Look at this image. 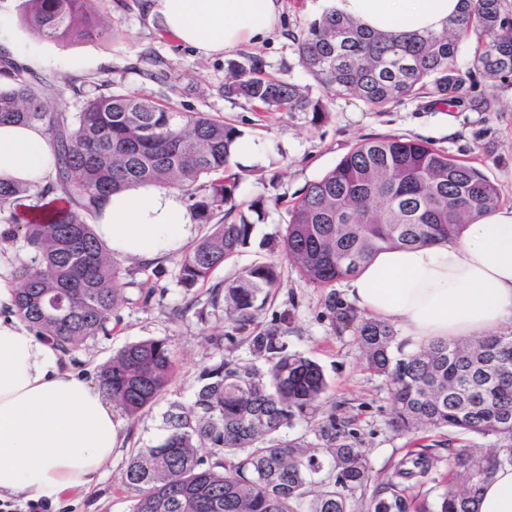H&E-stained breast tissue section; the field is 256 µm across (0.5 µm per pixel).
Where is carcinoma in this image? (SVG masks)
Wrapping results in <instances>:
<instances>
[{"label":"carcinoma","mask_w":512,"mask_h":512,"mask_svg":"<svg viewBox=\"0 0 512 512\" xmlns=\"http://www.w3.org/2000/svg\"><path fill=\"white\" fill-rule=\"evenodd\" d=\"M92 2L22 0V12L41 37L66 43L105 34ZM471 39L473 59L463 65L461 45ZM293 43L299 65L325 93L376 111L420 97L459 104L476 72L493 83L512 78L508 0H464L463 12L442 30L402 34L369 32L328 7ZM224 95L269 114L309 112L314 123L326 112L323 97L265 75L258 61L230 70ZM5 121L42 123L53 140L56 181L37 197L59 191L62 201L29 213V188L0 182L9 225L0 239L20 238L27 248L12 271L20 283L13 315L66 356L112 333V316L128 302L125 288H137V301L148 304L156 293L152 277L162 273L149 263L124 266L97 237L93 224L109 195L151 184L192 201L208 229L177 262V281L188 291L207 284L250 242L254 224L237 201L244 173L231 166L241 131L222 116L135 93L93 96L71 114L58 108L52 85L17 73L0 85ZM499 205V190L482 171L427 142L364 138L288 208L279 256L209 287L197 316L204 323L209 312L222 311L243 331L277 288L282 259L306 284L332 287L387 246L448 239ZM330 296L368 368L390 387L396 432L450 428L499 441L490 452L461 447L445 460L426 452L401 459L375 487L374 512H405L401 485L421 482L443 462L448 485L420 512H479L482 485L512 465V331L407 351L391 324L338 307ZM249 342L262 365L223 358L204 367L192 401L168 403L162 433L132 451L124 472L125 486L136 492L131 512H299L304 502L305 512H348L346 492L371 483L365 450L348 441L335 416L321 419L328 384L320 365L288 350L280 324ZM175 367L166 340L146 338L100 365L97 381L115 407L137 417L164 399ZM300 421L316 425L320 447L282 433ZM324 470L329 480L311 499Z\"/></svg>","instance_id":"carcinoma-1"}]
</instances>
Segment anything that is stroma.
<instances>
[{"label":"stroma","mask_w":512,"mask_h":512,"mask_svg":"<svg viewBox=\"0 0 512 512\" xmlns=\"http://www.w3.org/2000/svg\"><path fill=\"white\" fill-rule=\"evenodd\" d=\"M22 0H0V18L10 23L8 42L0 51L9 57L35 54L42 58L38 76L56 89V100L67 112H79L84 101L99 93H136L159 102L175 103L185 112L224 116L242 131L243 142L253 144L251 157L234 154V164L247 174L237 194L244 204L279 196L278 206L267 205L248 247L218 268L213 281L234 279L244 268L269 260L280 252V237L288 222L287 207L308 185L333 168L360 139L396 134L430 143L433 147L479 168L501 193L502 204L512 208V80L496 90L494 112H476L469 105L431 106L427 100H405L377 112L362 102L325 96L327 111L319 122L306 112L261 117L248 102L224 95L228 66H249L260 58L267 73L307 84L297 63L292 37L300 33L327 6V0H281L279 26L262 40L221 55L204 57L167 35L147 10V0H96L108 34L100 39H78L62 45L39 37L22 21ZM178 253L162 257L163 273L150 304L137 303V289H129V305L122 307L111 335L88 340L76 352L75 368L95 379L100 364L128 343L143 338L167 340L177 358L166 402H189L199 372L226 358L254 364L245 334L234 332L221 316L198 321L189 305L205 299L206 289L185 290L176 278ZM273 298L258 314L255 325L265 328L280 316L288 318V346L321 365L328 391L326 413L343 420L353 442L366 451L373 475L386 480L395 464L413 448H431L447 455L449 447L469 446L482 451L496 447L492 437L456 434L453 430L424 429L401 435L390 426L392 397L389 386L370 371L351 329L335 320L326 303L329 296L346 301L344 282L333 289L314 288L300 279L289 263H282ZM182 318H174L176 310ZM225 334L223 348L211 344L210 335ZM164 404L137 418L122 417L121 444L112 462L89 491L64 495L53 512H129L134 493L122 483L134 448L160 433Z\"/></svg>","instance_id":"stroma-1"}]
</instances>
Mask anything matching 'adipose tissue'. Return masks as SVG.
<instances>
[{
  "instance_id": "obj_1",
  "label": "adipose tissue",
  "mask_w": 512,
  "mask_h": 512,
  "mask_svg": "<svg viewBox=\"0 0 512 512\" xmlns=\"http://www.w3.org/2000/svg\"><path fill=\"white\" fill-rule=\"evenodd\" d=\"M337 11L382 32L437 30L461 0H333ZM163 30L199 55L256 42L279 23L278 0H151ZM55 173L45 125H0V180L40 189ZM113 255L150 260L181 250L195 223L173 189L110 195L94 225ZM351 304L399 327L410 343L462 340L512 327V208L456 237L379 252L347 283ZM111 399L69 368L57 346L16 319H0V501L56 503L90 489L118 447ZM479 512H512V466L484 484Z\"/></svg>"
}]
</instances>
